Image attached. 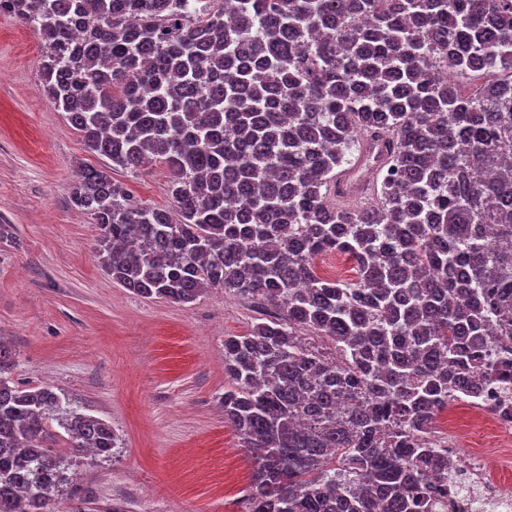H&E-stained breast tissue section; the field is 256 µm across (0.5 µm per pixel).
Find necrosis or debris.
Returning a JSON list of instances; mask_svg holds the SVG:
<instances>
[{
  "label": "necrosis or debris",
  "instance_id": "1",
  "mask_svg": "<svg viewBox=\"0 0 512 512\" xmlns=\"http://www.w3.org/2000/svg\"><path fill=\"white\" fill-rule=\"evenodd\" d=\"M458 404L469 407L485 434L481 449L463 453L460 433H435L436 446L447 452L448 497L436 512H512V484L501 479L502 468L512 465V387L494 384L479 392L458 397ZM496 466H489V458Z\"/></svg>",
  "mask_w": 512,
  "mask_h": 512
}]
</instances>
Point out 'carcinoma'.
<instances>
[{
    "instance_id": "cac0c4a2",
    "label": "carcinoma",
    "mask_w": 512,
    "mask_h": 512,
    "mask_svg": "<svg viewBox=\"0 0 512 512\" xmlns=\"http://www.w3.org/2000/svg\"><path fill=\"white\" fill-rule=\"evenodd\" d=\"M2 11L38 32L45 93L108 160L70 188L97 224L101 270L143 298L222 288L261 314L224 338V423L254 464L246 512H434L448 496L436 416L512 382V350L485 359L487 337H512V0ZM155 162L173 213L112 177ZM372 169L370 201L337 202L340 174L367 188ZM328 252L356 279L320 277ZM13 366L0 336V512H85L73 469L118 435L49 386L15 384Z\"/></svg>"
}]
</instances>
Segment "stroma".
<instances>
[{"label":"stroma","instance_id":"obj_1","mask_svg":"<svg viewBox=\"0 0 512 512\" xmlns=\"http://www.w3.org/2000/svg\"><path fill=\"white\" fill-rule=\"evenodd\" d=\"M38 34L0 12V336L12 380L52 385L111 423L121 446L76 469L79 491L131 512H244L253 460L224 422V339L257 315L212 288L174 304L132 294L95 257L97 230L69 201L79 170L105 165L42 90ZM144 205L172 209L170 173H117Z\"/></svg>","mask_w":512,"mask_h":512}]
</instances>
